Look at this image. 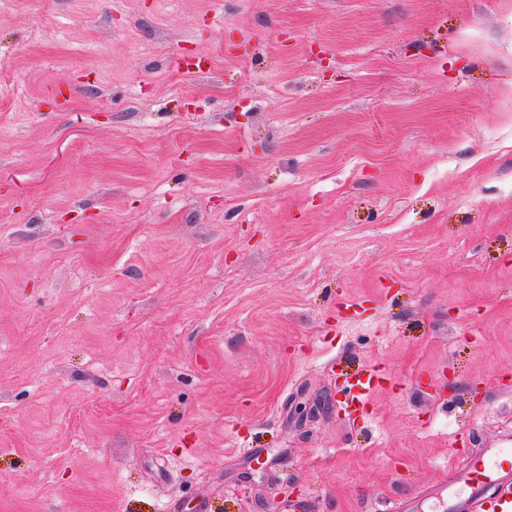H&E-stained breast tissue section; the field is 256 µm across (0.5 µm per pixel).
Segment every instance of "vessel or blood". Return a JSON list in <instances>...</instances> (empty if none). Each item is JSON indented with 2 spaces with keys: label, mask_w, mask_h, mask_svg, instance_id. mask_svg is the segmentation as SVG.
<instances>
[{
  "label": "vessel or blood",
  "mask_w": 512,
  "mask_h": 512,
  "mask_svg": "<svg viewBox=\"0 0 512 512\" xmlns=\"http://www.w3.org/2000/svg\"><path fill=\"white\" fill-rule=\"evenodd\" d=\"M457 492L432 484L425 495L435 502L437 512H512V448L488 447L456 477Z\"/></svg>",
  "instance_id": "obj_1"
}]
</instances>
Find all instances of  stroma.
I'll return each mask as SVG.
<instances>
[{"label": "stroma", "mask_w": 512, "mask_h": 512, "mask_svg": "<svg viewBox=\"0 0 512 512\" xmlns=\"http://www.w3.org/2000/svg\"><path fill=\"white\" fill-rule=\"evenodd\" d=\"M0 66V512H390L512 436V0H0Z\"/></svg>", "instance_id": "1"}]
</instances>
